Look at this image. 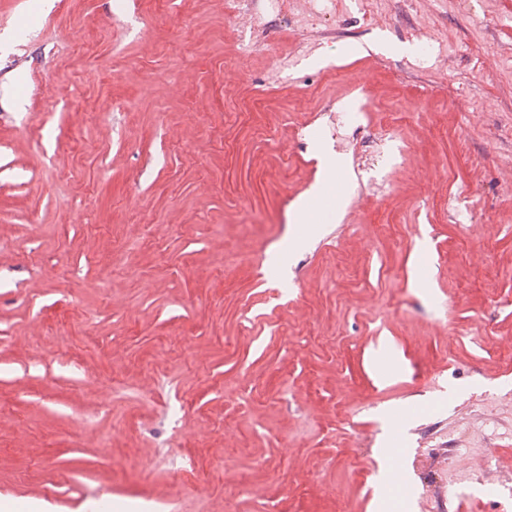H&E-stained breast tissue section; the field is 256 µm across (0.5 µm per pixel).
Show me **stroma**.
I'll return each instance as SVG.
<instances>
[{"label": "stroma", "instance_id": "35a3bbf8", "mask_svg": "<svg viewBox=\"0 0 512 512\" xmlns=\"http://www.w3.org/2000/svg\"><path fill=\"white\" fill-rule=\"evenodd\" d=\"M441 498L512 502V0H0V512Z\"/></svg>", "mask_w": 512, "mask_h": 512}]
</instances>
